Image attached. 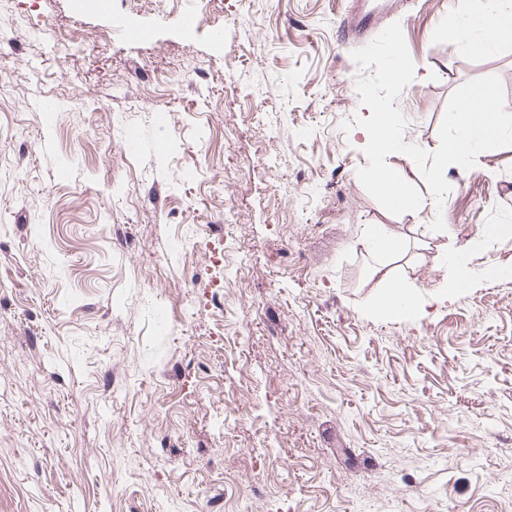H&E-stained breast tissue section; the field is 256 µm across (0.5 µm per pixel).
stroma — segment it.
Segmentation results:
<instances>
[{
  "label": "stroma",
  "instance_id": "1",
  "mask_svg": "<svg viewBox=\"0 0 512 512\" xmlns=\"http://www.w3.org/2000/svg\"><path fill=\"white\" fill-rule=\"evenodd\" d=\"M455 3L368 2L425 66L395 105L429 152L469 80L499 76L512 113V43L456 51ZM344 7L0 0V512H512V281L439 294L449 243L512 224V147L446 168L445 231L385 211L342 127L367 113ZM217 219L222 264L193 278ZM373 224L413 315L367 312Z\"/></svg>",
  "mask_w": 512,
  "mask_h": 512
}]
</instances>
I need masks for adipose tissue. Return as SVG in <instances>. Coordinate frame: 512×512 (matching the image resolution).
Returning a JSON list of instances; mask_svg holds the SVG:
<instances>
[{
    "mask_svg": "<svg viewBox=\"0 0 512 512\" xmlns=\"http://www.w3.org/2000/svg\"><path fill=\"white\" fill-rule=\"evenodd\" d=\"M457 50L472 56H484L499 46L512 43V0H466L464 9L453 16ZM373 246L369 252V268L373 277L386 287L396 285L399 276L392 259L399 252L401 242L385 224L375 226ZM479 243L464 248H448L444 263L448 276L443 284L445 295H453L458 288L470 286L491 278L512 279V268L488 264L474 266V254Z\"/></svg>",
    "mask_w": 512,
    "mask_h": 512,
    "instance_id": "ef3b65f1",
    "label": "adipose tissue"
}]
</instances>
